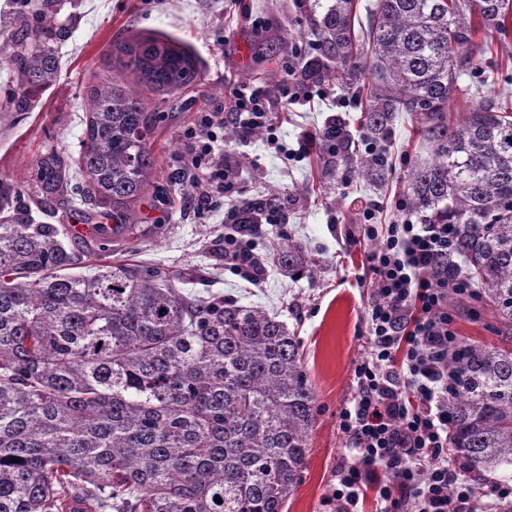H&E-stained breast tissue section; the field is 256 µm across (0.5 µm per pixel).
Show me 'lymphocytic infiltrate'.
I'll use <instances>...</instances> for the list:
<instances>
[{"label":"lymphocytic infiltrate","instance_id":"lymphocytic-infiltrate-1","mask_svg":"<svg viewBox=\"0 0 512 512\" xmlns=\"http://www.w3.org/2000/svg\"><path fill=\"white\" fill-rule=\"evenodd\" d=\"M285 102L262 86L233 88L230 108L197 112L181 134L177 170L189 182L187 203L199 218L223 211L224 262L259 285L261 261L240 244L255 224H284V199L254 200L239 185V167L224 149V125L241 137L271 126ZM377 240L367 262L376 288L368 309L367 357L354 370L356 395L339 427L356 451L341 465L329 497L336 512H361L374 497L376 512H473L477 488L449 458L448 358L463 348L452 330L448 296L476 297L455 261L456 227L405 218L366 225Z\"/></svg>","mask_w":512,"mask_h":512}]
</instances>
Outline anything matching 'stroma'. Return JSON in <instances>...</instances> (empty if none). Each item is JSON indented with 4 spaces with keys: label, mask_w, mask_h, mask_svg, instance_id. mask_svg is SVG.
Wrapping results in <instances>:
<instances>
[{
    "label": "stroma",
    "mask_w": 512,
    "mask_h": 512,
    "mask_svg": "<svg viewBox=\"0 0 512 512\" xmlns=\"http://www.w3.org/2000/svg\"><path fill=\"white\" fill-rule=\"evenodd\" d=\"M334 0H63L61 18L66 32L58 46L60 72L55 85L34 112L0 130V200L11 211L26 214L36 224H108L112 209L80 200L84 179L78 169L80 142L88 111L85 92L95 77L110 70L114 43L134 34L168 35L192 47L203 63L197 85L185 89L177 105L152 98L157 114L152 150L156 166L153 185L128 213L133 230L125 239L111 234L81 238L86 265L116 260L156 265L170 275L184 277L185 291L221 294L241 305L278 314L301 342L317 415L309 435L306 470L289 497L287 512H327L324 504L341 464L353 451L339 428V413L356 394L354 369L368 354L367 312L374 288L366 256L374 241L362 226L367 213L380 224L402 219L396 204L404 200L415 167L434 160L431 144L416 131L413 118L396 113L391 137L378 142L354 132L356 154L385 146L390 169L384 179L371 182L355 167L333 171L314 157L296 155L297 136L305 129L323 128L329 118L349 124L359 116L358 93L327 86L326 100L307 106L289 105L281 120L260 129L249 143L238 138L224 148L240 162L247 194L264 199L278 194L288 200L289 221L263 225L252 245L269 255L281 237L301 245L313 261L300 279L268 267L261 285L245 282L224 263V214L216 211L199 220L185 205L187 187L175 184L174 170L182 149L180 135L196 112L230 101L229 80L264 85L274 95L288 88L287 67H300V50L312 25L322 19ZM262 18L261 32L251 28L249 16ZM224 43H213L215 31ZM474 43L489 44L483 69L462 71L448 111L461 115L475 102L476 90L497 101L512 103V38L498 40L479 34ZM288 153H279L275 143ZM59 156L68 178L63 196H47L39 163ZM448 310L460 342L503 347L512 344V323L501 319L484 302L451 296Z\"/></svg>",
    "instance_id": "obj_1"
}]
</instances>
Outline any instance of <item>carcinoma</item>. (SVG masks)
<instances>
[{
	"mask_svg": "<svg viewBox=\"0 0 512 512\" xmlns=\"http://www.w3.org/2000/svg\"><path fill=\"white\" fill-rule=\"evenodd\" d=\"M61 2L11 19L0 61L13 86L0 119L34 111L57 81ZM352 12V0L328 9L304 75L343 86L368 72L361 125L374 135L388 136L396 112L414 118L436 160L412 171L406 204L426 224L456 225L465 273L512 322V113L486 98L448 121L458 71L481 67L471 37H509L512 0H378L367 52ZM112 61L138 87L112 73L87 88L78 163L126 234L127 212L152 186L145 93L173 102L201 67L168 36L117 42ZM352 144L341 124L328 155L347 163ZM356 164L384 175L379 154ZM40 168L46 192L65 191L54 158ZM66 239L63 224L0 219V512H72V501L85 512H283L317 414L299 339L277 316L189 296L155 267L85 272ZM272 261L290 277L311 270L286 236ZM464 349L448 359L450 447L484 477L512 466V349Z\"/></svg>",
	"mask_w": 512,
	"mask_h": 512,
	"instance_id": "carcinoma-1",
	"label": "carcinoma"
}]
</instances>
